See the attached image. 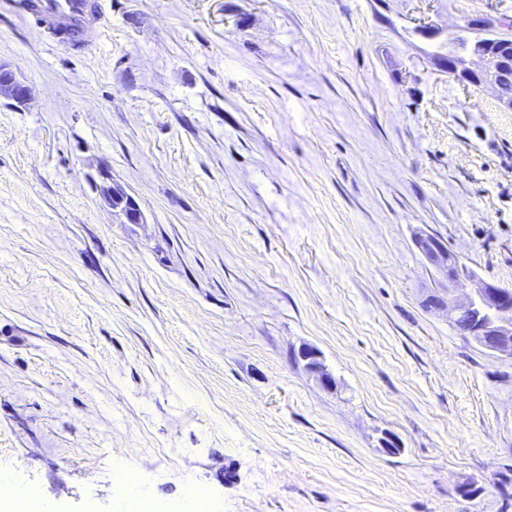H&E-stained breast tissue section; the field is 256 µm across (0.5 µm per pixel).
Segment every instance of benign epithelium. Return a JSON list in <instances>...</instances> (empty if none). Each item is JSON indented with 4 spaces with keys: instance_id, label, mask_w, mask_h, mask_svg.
<instances>
[{
    "instance_id": "benign-epithelium-1",
    "label": "benign epithelium",
    "mask_w": 512,
    "mask_h": 512,
    "mask_svg": "<svg viewBox=\"0 0 512 512\" xmlns=\"http://www.w3.org/2000/svg\"><path fill=\"white\" fill-rule=\"evenodd\" d=\"M507 14L496 16L482 13L467 17L448 39V75L464 86L488 85L495 91L512 81V40H495L493 36L507 30ZM479 66L473 67V59ZM18 104L29 97L28 87L7 66H0V97ZM100 181L95 190L101 204L122 216L126 224L144 223V214L136 199L120 186L112 183V175L99 171ZM417 245L428 262L448 283V311L453 323L466 317L472 323L467 331L475 342L485 345L484 337H494L489 350L512 358V289L478 280L457 256L448 255L443 242L432 236H420ZM475 284L471 292L465 285ZM307 369L319 376L325 386L335 385L313 349L301 352Z\"/></svg>"
}]
</instances>
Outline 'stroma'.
<instances>
[{
	"instance_id": "obj_1",
	"label": "stroma",
	"mask_w": 512,
	"mask_h": 512,
	"mask_svg": "<svg viewBox=\"0 0 512 512\" xmlns=\"http://www.w3.org/2000/svg\"><path fill=\"white\" fill-rule=\"evenodd\" d=\"M17 2L0 479L54 512H128L121 471L169 512H512V358L416 243L512 286V110L441 65L512 0H96L82 52ZM100 181L95 182V190L101 204L122 216L125 224H141L144 223V214L136 201V199L128 194L120 186L112 183V175L107 171H99ZM123 197L125 205L122 209L112 206V198Z\"/></svg>"
}]
</instances>
